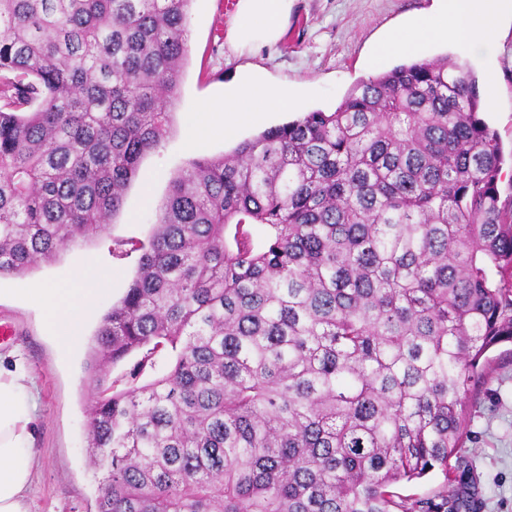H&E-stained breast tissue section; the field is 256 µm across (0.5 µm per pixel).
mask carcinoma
Listing matches in <instances>:
<instances>
[{
    "mask_svg": "<svg viewBox=\"0 0 512 512\" xmlns=\"http://www.w3.org/2000/svg\"><path fill=\"white\" fill-rule=\"evenodd\" d=\"M192 3L0 0V275L119 213L171 128ZM480 113L457 59L401 64L172 176L90 345L96 512H428L398 488L437 471L472 509L450 461L512 342Z\"/></svg>",
    "mask_w": 512,
    "mask_h": 512,
    "instance_id": "obj_1",
    "label": "carcinoma"
}]
</instances>
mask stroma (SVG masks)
Returning a JSON list of instances; mask_svg holds the SVG:
<instances>
[{
	"mask_svg": "<svg viewBox=\"0 0 512 512\" xmlns=\"http://www.w3.org/2000/svg\"><path fill=\"white\" fill-rule=\"evenodd\" d=\"M500 8L493 46L471 50L446 41L426 44L420 59L451 56L478 80L494 78L496 95L482 116L512 149V0ZM435 0H294L280 42L255 52H235L226 30L235 6L230 0H194L188 25V57L176 97L170 132L158 153L140 165L121 212L100 234L65 249L54 262L23 276L0 277V324L15 335L0 341V364L25 365L36 400L38 453L29 489L31 512H95V481L88 466L85 434L93 384L86 371L87 341L106 310L119 301L139 266L136 244L148 243L156 205L172 175L191 159L190 122H204V103L223 99L224 88L242 76L287 84L301 92L297 110L270 113L264 122L239 128L231 137L211 138L205 154L219 156L263 129L321 110L334 111L358 83L402 64L399 56L375 55L377 43L393 28L430 11ZM61 282L95 288L83 341L61 355L53 337L59 326L31 298L38 285ZM493 372L478 383L476 403L466 416L463 459L476 474L483 502L479 512H512V345L493 353Z\"/></svg>",
	"mask_w": 512,
	"mask_h": 512,
	"instance_id": "obj_1",
	"label": "stroma"
}]
</instances>
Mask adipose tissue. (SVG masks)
I'll list each match as a JSON object with an SVG mask.
<instances>
[{
	"instance_id": "1",
	"label": "adipose tissue",
	"mask_w": 512,
	"mask_h": 512,
	"mask_svg": "<svg viewBox=\"0 0 512 512\" xmlns=\"http://www.w3.org/2000/svg\"><path fill=\"white\" fill-rule=\"evenodd\" d=\"M293 0H237L235 17L227 40L238 52H252L275 45L288 23ZM496 18L491 0H447L440 14L417 18L410 25L391 31L376 47L378 55L414 52L433 39H452L479 48L495 35ZM296 92L272 87L257 80L245 81L225 91L220 106L204 104V111L223 116L221 127L232 135L240 126L263 120L272 109L289 108ZM95 297L91 288L42 285L33 298L59 323L56 338L61 353H69L79 341L81 317ZM35 400L30 379L21 364L0 365V512H29L27 492L33 478L36 456L34 434Z\"/></svg>"
}]
</instances>
